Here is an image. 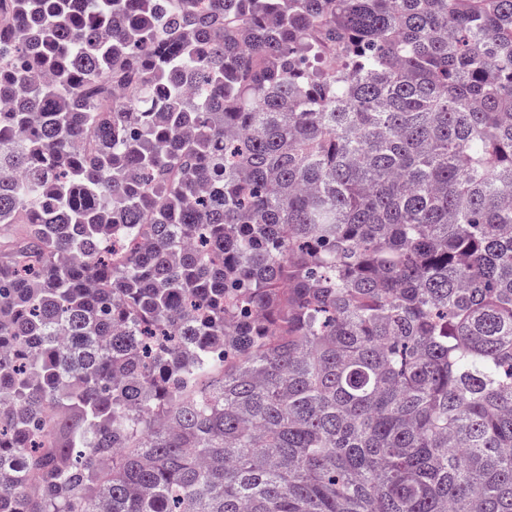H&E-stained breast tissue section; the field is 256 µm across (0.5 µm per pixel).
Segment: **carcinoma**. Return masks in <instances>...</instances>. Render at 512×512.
<instances>
[{"label": "carcinoma", "instance_id": "carcinoma-1", "mask_svg": "<svg viewBox=\"0 0 512 512\" xmlns=\"http://www.w3.org/2000/svg\"><path fill=\"white\" fill-rule=\"evenodd\" d=\"M0 512H512V0H0Z\"/></svg>", "mask_w": 512, "mask_h": 512}]
</instances>
